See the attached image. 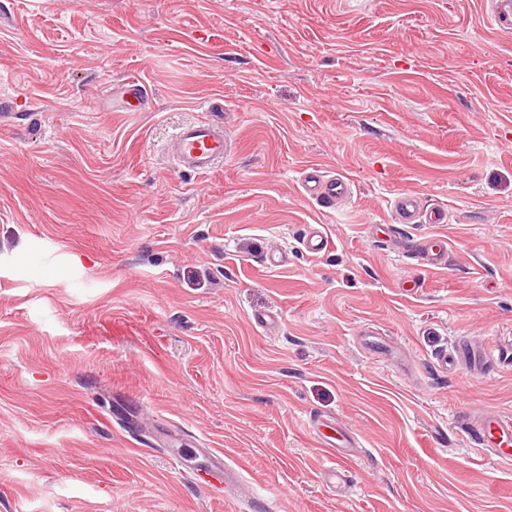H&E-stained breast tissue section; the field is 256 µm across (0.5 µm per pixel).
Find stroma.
I'll return each instance as SVG.
<instances>
[{
	"mask_svg": "<svg viewBox=\"0 0 512 512\" xmlns=\"http://www.w3.org/2000/svg\"><path fill=\"white\" fill-rule=\"evenodd\" d=\"M129 79L146 111H113ZM216 97L230 152L183 172ZM310 164L351 198L307 199ZM402 193L448 223H391ZM431 236L444 267L391 244ZM461 343H512L487 0H0V512H512L466 433L512 417V366H443ZM314 418L358 443L341 491Z\"/></svg>",
	"mask_w": 512,
	"mask_h": 512,
	"instance_id": "1",
	"label": "stroma"
}]
</instances>
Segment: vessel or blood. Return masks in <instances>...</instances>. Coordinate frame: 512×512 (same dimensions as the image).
<instances>
[{
  "instance_id": "1",
  "label": "vessel or blood",
  "mask_w": 512,
  "mask_h": 512,
  "mask_svg": "<svg viewBox=\"0 0 512 512\" xmlns=\"http://www.w3.org/2000/svg\"><path fill=\"white\" fill-rule=\"evenodd\" d=\"M491 20L497 30H512V0H491ZM167 149L172 158L183 168L205 173L223 160L228 142L221 123L207 120L178 128L171 136ZM301 186L306 197L325 207H333L337 200L346 196L351 182L344 177H329L315 165L302 172ZM389 207L396 223L444 224L448 211L443 207L425 208L419 196L402 193L394 197ZM415 252L426 264L438 266L446 262V241L431 237L419 242ZM468 435L482 448L490 449L499 458L512 456V421L497 416H482L472 422ZM322 445L330 461L324 474L329 487H337L345 481L344 470L336 465L337 459L348 453L352 440L347 435H322Z\"/></svg>"
}]
</instances>
